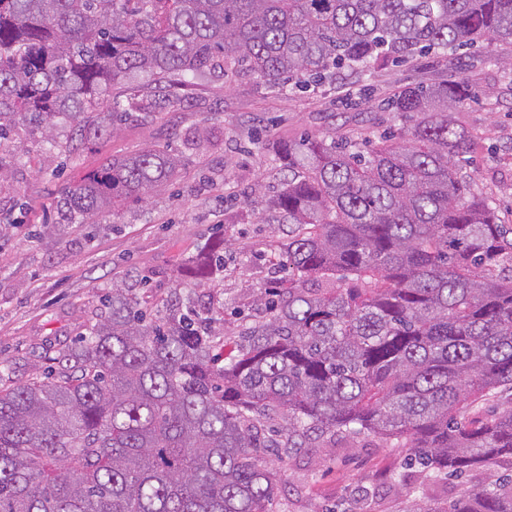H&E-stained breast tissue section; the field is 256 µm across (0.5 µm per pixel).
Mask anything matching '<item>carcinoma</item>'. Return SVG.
I'll return each instance as SVG.
<instances>
[{"mask_svg":"<svg viewBox=\"0 0 512 512\" xmlns=\"http://www.w3.org/2000/svg\"><path fill=\"white\" fill-rule=\"evenodd\" d=\"M480 41L512 46V0H0V152L22 126L49 145L102 138L137 106L112 96L219 69L280 88ZM468 85L435 78L391 102L417 117L362 151L325 134L282 142L264 221L288 225V282L235 332L122 286L51 379L0 387V512H270L282 448L371 434L440 476L501 472L475 493L398 512H512V225L462 172ZM110 111H102L104 102ZM70 135L57 139L59 127ZM156 147L105 159L58 213L95 224L179 173ZM224 271L202 254L186 282Z\"/></svg>","mask_w":512,"mask_h":512,"instance_id":"carcinoma-1","label":"carcinoma"}]
</instances>
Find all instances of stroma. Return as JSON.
<instances>
[{
  "instance_id": "stroma-1",
  "label": "stroma",
  "mask_w": 512,
  "mask_h": 512,
  "mask_svg": "<svg viewBox=\"0 0 512 512\" xmlns=\"http://www.w3.org/2000/svg\"><path fill=\"white\" fill-rule=\"evenodd\" d=\"M512 51L493 45L445 57L386 66L308 89L273 88L252 77L210 72L168 93H144L117 134L64 153L19 131L18 158L0 185V383L11 384L54 368L115 284L149 277L156 300L170 296L183 271L205 246L225 238L224 273L190 296L201 311L223 319L226 333L258 313V298L274 279L284 224H265L246 197L255 184L279 186L276 143L333 132L374 138L400 128L387 99L402 86L438 74L472 84L471 99L455 114L474 145L467 173L512 224ZM179 149L180 178L148 203L99 224L94 237L58 221L60 190L96 170L104 158L151 145ZM408 449L369 436L355 448L306 450L289 466L276 451L264 456L283 472L273 512H398L394 484L407 480L413 499L458 495L484 479L436 481L431 470L407 466Z\"/></svg>"
}]
</instances>
